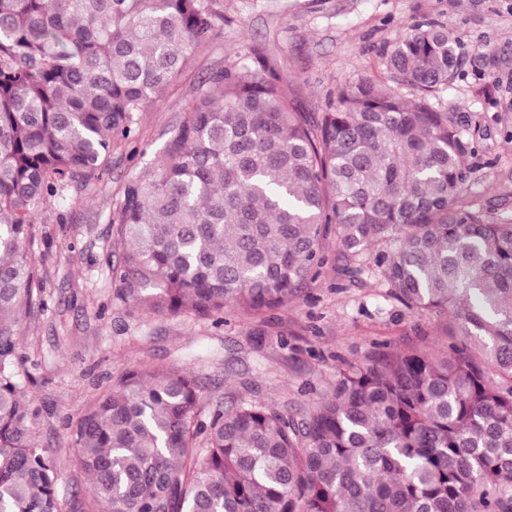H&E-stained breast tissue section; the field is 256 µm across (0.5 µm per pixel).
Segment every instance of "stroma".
<instances>
[{
	"label": "stroma",
	"mask_w": 512,
	"mask_h": 512,
	"mask_svg": "<svg viewBox=\"0 0 512 512\" xmlns=\"http://www.w3.org/2000/svg\"><path fill=\"white\" fill-rule=\"evenodd\" d=\"M224 21L179 78L141 116L138 143L113 150L105 171L66 188L38 211L35 262L47 310L19 338L28 396L40 410L33 438L64 474L61 512H91L89 478L72 434L96 397L136 365L175 366L202 386V414L225 394L301 419L329 393L338 368L374 352L446 349V318L396 300L379 270L349 280L335 236L327 263L299 298L272 311L234 307L224 321L190 312L133 313L113 297L110 219L122 185L155 161L202 83L231 62L262 58L296 111H323L336 88L387 75L385 54L411 25L442 23L464 59L435 103L461 129L481 126L470 199L512 219V0H219Z\"/></svg>",
	"instance_id": "1"
}]
</instances>
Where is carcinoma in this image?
<instances>
[{"instance_id": "obj_1", "label": "carcinoma", "mask_w": 512, "mask_h": 512, "mask_svg": "<svg viewBox=\"0 0 512 512\" xmlns=\"http://www.w3.org/2000/svg\"><path fill=\"white\" fill-rule=\"evenodd\" d=\"M216 0H0V512H59L61 469L30 432L18 336L47 303L36 215L98 177L224 15ZM388 77L294 110L266 65L224 66L162 159L123 185L114 298L132 311L269 310L324 266L330 231L354 277L446 315L448 347L336 370L300 421L216 403L172 367H136L75 430L110 512H512V221L467 196L479 129L432 99L462 56L412 26ZM407 86L409 94L402 92Z\"/></svg>"}]
</instances>
